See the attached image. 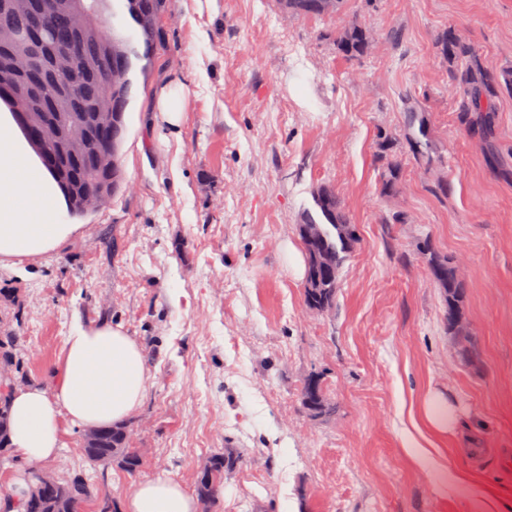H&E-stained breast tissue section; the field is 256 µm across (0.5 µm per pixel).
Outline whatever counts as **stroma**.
<instances>
[{"label":"stroma","mask_w":512,"mask_h":512,"mask_svg":"<svg viewBox=\"0 0 512 512\" xmlns=\"http://www.w3.org/2000/svg\"><path fill=\"white\" fill-rule=\"evenodd\" d=\"M345 16L276 0H167L165 47L134 68L121 150L126 188L77 233L0 265V323L30 383L52 389L75 323L108 320L140 344L149 378L128 419L142 458L101 470L68 428L46 469L83 472L124 503L145 478L194 491L211 456L240 453L211 512H512V89L491 143L463 122L436 47L461 35L512 74V0H346ZM372 54L337 46L345 17ZM184 88L183 117L156 112ZM424 108L432 166L404 136ZM399 163L392 196L384 165ZM331 190L356 239L331 310L304 301L298 226ZM452 261L472 334L448 328L428 255ZM323 378L336 412L309 416ZM467 426L418 450L428 392Z\"/></svg>","instance_id":"35a3bbf8"}]
</instances>
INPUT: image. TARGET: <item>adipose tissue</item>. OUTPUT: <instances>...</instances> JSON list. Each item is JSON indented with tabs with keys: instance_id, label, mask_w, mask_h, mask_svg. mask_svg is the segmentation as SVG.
<instances>
[{
	"instance_id": "adipose-tissue-1",
	"label": "adipose tissue",
	"mask_w": 512,
	"mask_h": 512,
	"mask_svg": "<svg viewBox=\"0 0 512 512\" xmlns=\"http://www.w3.org/2000/svg\"><path fill=\"white\" fill-rule=\"evenodd\" d=\"M65 199L33 154L10 113H0V264L34 259L75 232L62 220ZM148 381L141 347L122 326L102 321L76 325L66 341L53 390L38 385L11 393L9 441L26 464L55 458L65 426L121 424L139 408ZM420 419L430 435H455L452 401L429 395ZM127 512H195L196 502L173 477L142 480Z\"/></svg>"
}]
</instances>
